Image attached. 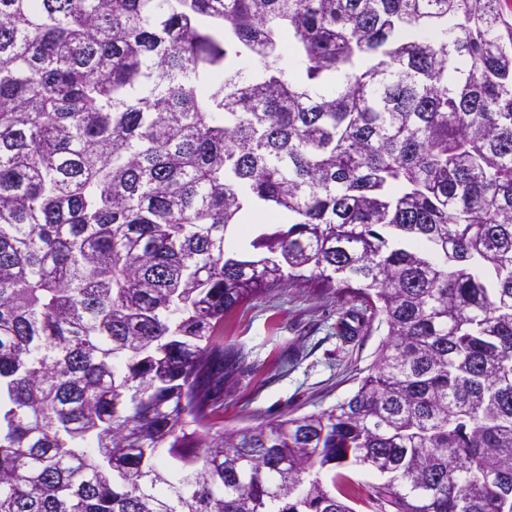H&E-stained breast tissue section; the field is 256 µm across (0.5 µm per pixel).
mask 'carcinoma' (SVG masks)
Listing matches in <instances>:
<instances>
[{
    "label": "carcinoma",
    "mask_w": 512,
    "mask_h": 512,
    "mask_svg": "<svg viewBox=\"0 0 512 512\" xmlns=\"http://www.w3.org/2000/svg\"><path fill=\"white\" fill-rule=\"evenodd\" d=\"M308 276L376 373L213 430L225 314ZM348 463L512 512L504 0H0V512H356Z\"/></svg>",
    "instance_id": "cac0c4a2"
}]
</instances>
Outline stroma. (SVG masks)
Returning a JSON list of instances; mask_svg holds the SVG:
<instances>
[{"label": "stroma", "instance_id": "35a3bbf8", "mask_svg": "<svg viewBox=\"0 0 512 512\" xmlns=\"http://www.w3.org/2000/svg\"><path fill=\"white\" fill-rule=\"evenodd\" d=\"M363 305L351 294L295 281L240 305L224 318L223 341L244 360L211 393L216 427L255 426L319 413L348 399L374 370L385 326L344 337Z\"/></svg>", "mask_w": 512, "mask_h": 512}]
</instances>
